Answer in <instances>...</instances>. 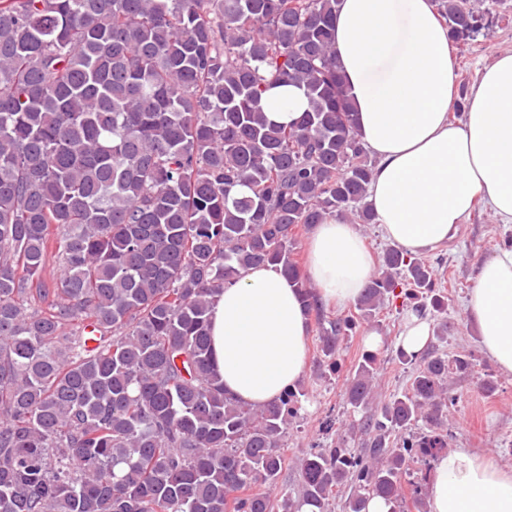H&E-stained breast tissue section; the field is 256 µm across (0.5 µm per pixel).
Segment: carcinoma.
I'll list each match as a JSON object with an SVG mask.
<instances>
[{
	"label": "carcinoma",
	"instance_id": "1",
	"mask_svg": "<svg viewBox=\"0 0 512 512\" xmlns=\"http://www.w3.org/2000/svg\"><path fill=\"white\" fill-rule=\"evenodd\" d=\"M338 2L0 0V512H331L345 486L347 512H405L470 356L429 352L386 398L363 354L344 396L364 448L302 452L292 494L300 393L247 407L211 352L215 298L266 263L315 318L318 380L384 306L445 312L431 265L395 245L332 319L295 260L300 226L374 222ZM472 2L436 0L451 39L477 32ZM281 83L307 99L288 127L261 105Z\"/></svg>",
	"mask_w": 512,
	"mask_h": 512
}]
</instances>
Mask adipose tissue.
Masks as SVG:
<instances>
[{
	"mask_svg": "<svg viewBox=\"0 0 512 512\" xmlns=\"http://www.w3.org/2000/svg\"><path fill=\"white\" fill-rule=\"evenodd\" d=\"M335 53L356 129L376 165L367 201L388 241L410 256L446 244L483 202L512 225V51L497 53L472 84L463 118H448L457 73L448 27L432 0H340ZM266 117L295 122L307 103L292 85L267 91ZM376 261L354 225H314L305 276L319 302L355 304ZM484 354L512 375V248L483 261L465 302ZM309 320L280 266L249 269L211 312L214 365L225 391L255 409L303 380ZM428 512H512V469L469 448L437 456Z\"/></svg>",
	"mask_w": 512,
	"mask_h": 512,
	"instance_id": "adipose-tissue-1",
	"label": "adipose tissue"
}]
</instances>
